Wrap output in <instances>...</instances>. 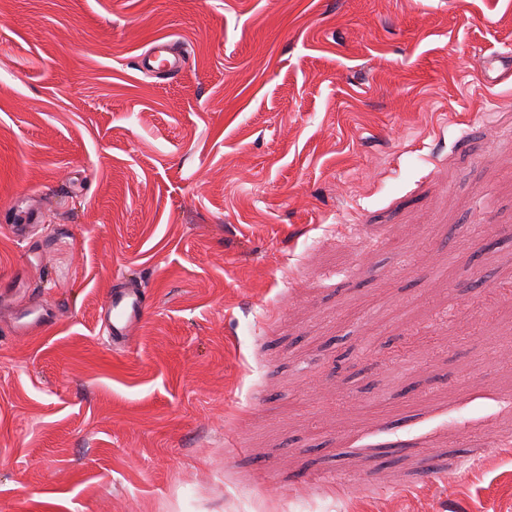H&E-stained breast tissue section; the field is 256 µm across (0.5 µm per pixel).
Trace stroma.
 <instances>
[{
    "instance_id": "1",
    "label": "stroma",
    "mask_w": 512,
    "mask_h": 512,
    "mask_svg": "<svg viewBox=\"0 0 512 512\" xmlns=\"http://www.w3.org/2000/svg\"><path fill=\"white\" fill-rule=\"evenodd\" d=\"M492 52L512 0H0V276L57 314L0 303V512H512ZM185 62V55L174 43L160 39L156 40L147 52L136 57L134 68L141 72L172 76L184 68ZM149 299L144 280L135 274H128L113 285L99 316L102 332L113 349L128 346L144 320ZM24 301L16 308L11 326L14 333L41 332L54 324L55 316L37 299L33 288H28Z\"/></svg>"
}]
</instances>
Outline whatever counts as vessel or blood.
<instances>
[{
    "label": "vessel or blood",
    "mask_w": 512,
    "mask_h": 512,
    "mask_svg": "<svg viewBox=\"0 0 512 512\" xmlns=\"http://www.w3.org/2000/svg\"><path fill=\"white\" fill-rule=\"evenodd\" d=\"M185 62V55L174 43L158 40L136 58L134 67L141 72L172 76L183 69ZM149 299L144 280L135 274H128L113 285L99 316L102 332L112 348L128 346L144 320ZM54 321V315L31 292L16 308L11 326L14 332L30 334L51 327Z\"/></svg>",
    "instance_id": "obj_1"
}]
</instances>
